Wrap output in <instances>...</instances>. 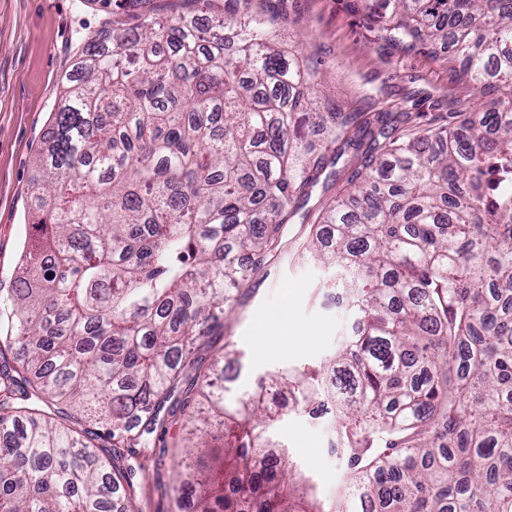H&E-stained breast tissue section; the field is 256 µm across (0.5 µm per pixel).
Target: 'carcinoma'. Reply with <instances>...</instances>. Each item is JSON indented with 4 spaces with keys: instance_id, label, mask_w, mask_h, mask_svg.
Listing matches in <instances>:
<instances>
[{
    "instance_id": "carcinoma-1",
    "label": "carcinoma",
    "mask_w": 512,
    "mask_h": 512,
    "mask_svg": "<svg viewBox=\"0 0 512 512\" xmlns=\"http://www.w3.org/2000/svg\"><path fill=\"white\" fill-rule=\"evenodd\" d=\"M85 35L31 187L30 277L0 342V512H130V457L191 407L194 345L351 150L353 190L304 255L334 271L352 334L323 361L198 395L185 512H512V0H382L385 31L448 45L502 96L448 126L322 112L316 71L249 0ZM327 402L336 498L294 496L267 430Z\"/></svg>"
}]
</instances>
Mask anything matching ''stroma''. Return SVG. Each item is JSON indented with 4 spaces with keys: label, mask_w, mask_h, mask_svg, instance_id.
Returning <instances> with one entry per match:
<instances>
[{
    "label": "stroma",
    "mask_w": 512,
    "mask_h": 512,
    "mask_svg": "<svg viewBox=\"0 0 512 512\" xmlns=\"http://www.w3.org/2000/svg\"><path fill=\"white\" fill-rule=\"evenodd\" d=\"M253 6L272 14L278 39L299 44L318 70L326 87L322 106L368 115L411 112L424 129L446 124L449 113L479 99L450 67L447 49L407 47L379 26L365 0H253ZM150 7L166 18L184 10L178 0H0V294L23 275L34 161L80 36L104 33L107 15L131 24ZM308 231L297 218L286 225L282 251L242 289L224 317L223 335L197 354L211 370L223 355L238 352L231 396L277 369L323 359L351 329L350 315L325 287L328 271L298 257ZM274 431L321 497L335 498L343 464L328 449L324 419L292 413ZM176 497L172 485H156L153 466L138 472L136 512H178Z\"/></svg>",
    "instance_id": "35a3bbf8"
}]
</instances>
